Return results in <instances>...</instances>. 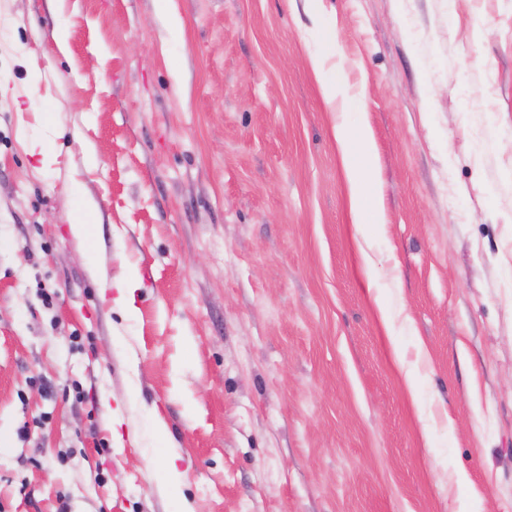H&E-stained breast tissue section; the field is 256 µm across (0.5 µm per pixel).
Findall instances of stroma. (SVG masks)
Returning a JSON list of instances; mask_svg holds the SVG:
<instances>
[{"label": "stroma", "instance_id": "35a3bbf8", "mask_svg": "<svg viewBox=\"0 0 512 512\" xmlns=\"http://www.w3.org/2000/svg\"><path fill=\"white\" fill-rule=\"evenodd\" d=\"M185 503L512 512V0H0V512ZM322 84L325 98L329 103H334L341 96L343 104L347 109L354 110L361 107L360 100L345 93L343 82L339 77H336L334 81H323ZM343 166L350 186V209L356 238H364L368 224H384L377 205L375 191H369V181L358 173L355 158L370 154V134L364 128L336 129Z\"/></svg>", "mask_w": 512, "mask_h": 512}]
</instances>
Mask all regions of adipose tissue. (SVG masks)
I'll return each instance as SVG.
<instances>
[{
	"mask_svg": "<svg viewBox=\"0 0 512 512\" xmlns=\"http://www.w3.org/2000/svg\"><path fill=\"white\" fill-rule=\"evenodd\" d=\"M343 166L350 186V209L353 217L355 236L365 237L367 227L382 223L383 218L377 205L375 192L369 191V183L358 173L356 157L369 154L370 134L366 129H337Z\"/></svg>",
	"mask_w": 512,
	"mask_h": 512,
	"instance_id": "obj_1",
	"label": "adipose tissue"
}]
</instances>
